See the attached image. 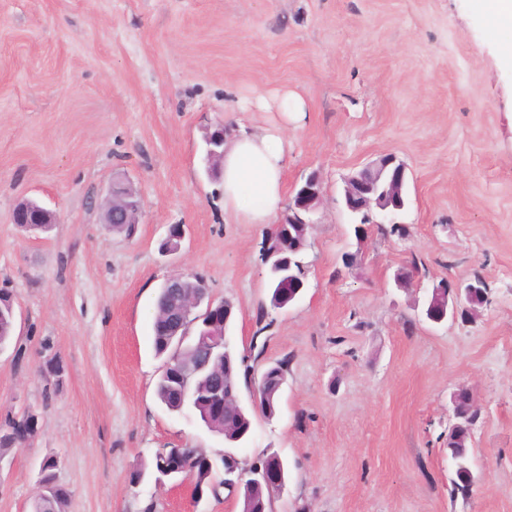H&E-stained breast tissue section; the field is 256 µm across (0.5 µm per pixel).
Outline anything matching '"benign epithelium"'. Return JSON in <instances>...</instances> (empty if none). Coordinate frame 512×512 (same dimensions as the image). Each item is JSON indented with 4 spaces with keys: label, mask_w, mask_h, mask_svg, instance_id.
<instances>
[{
    "label": "benign epithelium",
    "mask_w": 512,
    "mask_h": 512,
    "mask_svg": "<svg viewBox=\"0 0 512 512\" xmlns=\"http://www.w3.org/2000/svg\"><path fill=\"white\" fill-rule=\"evenodd\" d=\"M407 183L406 166L391 154L382 156L377 162L363 166L352 173L345 181L344 205L348 212L368 217L373 210H378L388 218V223L395 224L394 215L404 208V195ZM322 199V186L318 175L312 173L295 189L288 203V220L292 224H311L310 215L320 204ZM41 215L40 223L54 224L56 214L41 206L35 201L24 200L16 206L13 212V223L22 225L28 223L27 215L31 211ZM105 223L107 224H138L141 213V202L135 198L133 191L118 181L112 184L109 197L105 200ZM186 236L184 225L167 228V238L172 243L166 247L169 254L180 251ZM263 264L274 267L284 273V286L297 290L304 288L305 272L302 262L297 258L288 256V243L279 240L274 243L266 241L263 246ZM188 276L174 274L168 277L161 287L170 302L166 321L162 325V333L170 337V341H180L189 335V328L196 327L195 335L199 343L209 346L210 351L220 346V340L214 337L211 329L218 323L219 310L225 307L224 301L214 298L209 291L190 296L182 303L176 299L182 296L185 280ZM484 278L479 275L463 282L439 281L432 285L431 292L435 293L441 288L448 289V303L445 304L440 318L426 315L431 322H442L447 318H455L457 313L468 308L472 294L482 287ZM469 393L468 410L461 413L458 408V394L461 391ZM449 407L452 416L458 419L466 417L472 424L477 421L478 407L475 393L470 387H459L449 398ZM162 455L165 458L162 475L172 479L189 480L186 467L184 448H164ZM248 476L256 483L262 485L267 494V501L273 502L285 490L288 480L285 475V465L282 458L275 452H270L253 463Z\"/></svg>",
    "instance_id": "benign-epithelium-1"
}]
</instances>
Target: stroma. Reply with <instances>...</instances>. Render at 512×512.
Listing matches in <instances>:
<instances>
[{"mask_svg":"<svg viewBox=\"0 0 512 512\" xmlns=\"http://www.w3.org/2000/svg\"><path fill=\"white\" fill-rule=\"evenodd\" d=\"M491 0H0V289L16 324L0 350V417L39 416L0 462V512H30L39 463L60 465L66 512H241L237 495L130 481L162 448L278 453L290 479L274 512H512V69L487 23ZM305 100L289 123L284 186L322 184L302 257L306 286L269 307L265 224L224 210L204 136L276 120L256 94ZM392 154L407 167L409 234L356 240L344 180ZM143 210L128 238L103 222L112 182ZM53 210L26 232L13 209ZM186 238L159 246L168 225ZM356 252L361 263L345 267ZM418 260L413 284L396 271ZM200 277L235 308L229 335L257 375L288 362L276 415L225 444L167 412L155 383L156 297ZM482 275L470 322L427 323L432 282ZM266 317H259L260 308ZM264 351H257V344ZM63 367L62 378L47 370ZM472 387L475 481L455 491L450 394ZM33 210L39 212L41 215V220L37 224H56V214L53 211L41 206L40 204L32 200H24L18 203L13 212L14 224H18L21 228L25 229L31 228L32 230H45L46 228L42 226L29 227L22 225L33 224L30 223L27 218L28 213Z\"/></svg>","mask_w":512,"mask_h":512,"instance_id":"35a3bbf8","label":"stroma"}]
</instances>
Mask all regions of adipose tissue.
I'll return each instance as SVG.
<instances>
[{"instance_id": "obj_1", "label": "adipose tissue", "mask_w": 512, "mask_h": 512, "mask_svg": "<svg viewBox=\"0 0 512 512\" xmlns=\"http://www.w3.org/2000/svg\"><path fill=\"white\" fill-rule=\"evenodd\" d=\"M275 109L282 122L303 113L305 102L285 92L277 98ZM281 122L262 132H241L224 146V209L241 223L269 224L279 213L287 159Z\"/></svg>"}]
</instances>
